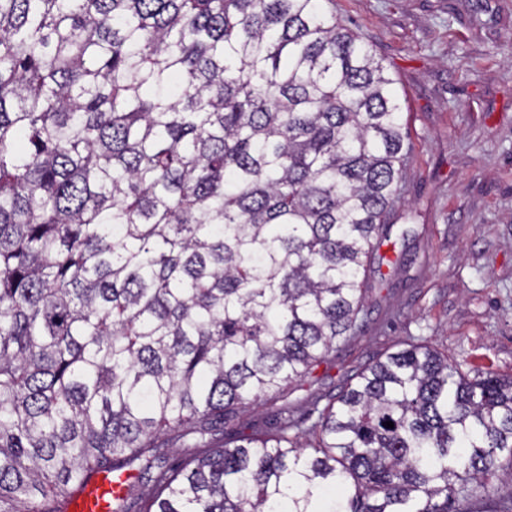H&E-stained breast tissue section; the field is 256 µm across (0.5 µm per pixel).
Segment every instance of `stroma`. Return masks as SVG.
Wrapping results in <instances>:
<instances>
[{
    "instance_id": "stroma-1",
    "label": "stroma",
    "mask_w": 512,
    "mask_h": 512,
    "mask_svg": "<svg viewBox=\"0 0 512 512\" xmlns=\"http://www.w3.org/2000/svg\"><path fill=\"white\" fill-rule=\"evenodd\" d=\"M398 82L412 157L370 274L363 333L241 410L303 416L408 337L463 371L512 375V0H326Z\"/></svg>"
}]
</instances>
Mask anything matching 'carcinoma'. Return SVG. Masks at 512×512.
<instances>
[{
	"label": "carcinoma",
	"mask_w": 512,
	"mask_h": 512,
	"mask_svg": "<svg viewBox=\"0 0 512 512\" xmlns=\"http://www.w3.org/2000/svg\"><path fill=\"white\" fill-rule=\"evenodd\" d=\"M396 84L324 0H0V512H475L512 375L425 342L217 436L362 327ZM113 481L103 475L97 476L71 506L70 512H109L107 495H112Z\"/></svg>",
	"instance_id": "carcinoma-1"
}]
</instances>
